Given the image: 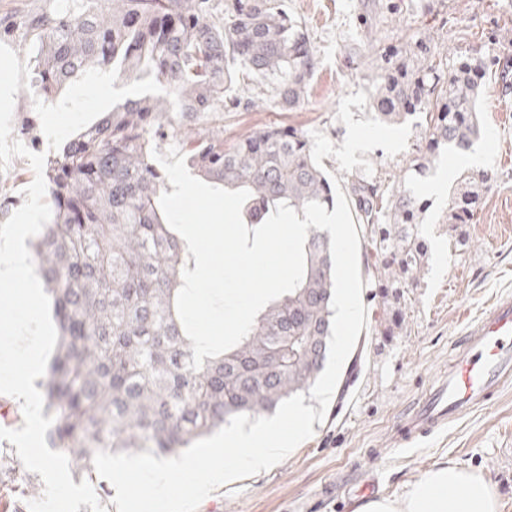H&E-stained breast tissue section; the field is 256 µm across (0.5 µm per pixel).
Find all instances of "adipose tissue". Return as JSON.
I'll list each match as a JSON object with an SVG mask.
<instances>
[{
	"mask_svg": "<svg viewBox=\"0 0 512 512\" xmlns=\"http://www.w3.org/2000/svg\"><path fill=\"white\" fill-rule=\"evenodd\" d=\"M354 512H497V500L481 476L445 463L415 482L401 499L360 502Z\"/></svg>",
	"mask_w": 512,
	"mask_h": 512,
	"instance_id": "adipose-tissue-1",
	"label": "adipose tissue"
}]
</instances>
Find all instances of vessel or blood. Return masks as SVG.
<instances>
[{"mask_svg":"<svg viewBox=\"0 0 512 512\" xmlns=\"http://www.w3.org/2000/svg\"><path fill=\"white\" fill-rule=\"evenodd\" d=\"M512 385V296H499L455 341L448 367L394 427L403 446L434 434L464 413L486 408Z\"/></svg>","mask_w":512,"mask_h":512,"instance_id":"vessel-or-blood-1","label":"vessel or blood"}]
</instances>
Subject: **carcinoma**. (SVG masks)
<instances>
[{"instance_id": "1", "label": "carcinoma", "mask_w": 512, "mask_h": 512, "mask_svg": "<svg viewBox=\"0 0 512 512\" xmlns=\"http://www.w3.org/2000/svg\"><path fill=\"white\" fill-rule=\"evenodd\" d=\"M362 22L382 122L429 115L425 150L407 161L390 195L374 181L350 185L356 220L371 231L368 285L391 309L383 330L391 336L404 322L403 289L420 280L428 254L420 227L429 203L414 180L481 139L478 79L488 64L469 54L450 61L421 33L386 44L376 25ZM27 25L36 32L31 90L40 106L71 78L99 69L154 80L167 92L112 109L44 171L52 216L34 260L54 298L60 343L42 384V413L54 417L52 445L69 454L75 476H93L99 450L166 457L235 414H270L308 393L325 369L335 314L328 231L309 228L300 285L267 304L240 343L192 370L175 298L195 259L164 218L159 199L172 186L152 156L174 139L199 180L249 190L242 219L251 229L280 202L301 215L312 200L333 210L324 164L298 129L270 127L224 144L235 61L247 83L275 85L281 108L305 105L317 60L302 23L281 0H65ZM488 180L485 171L457 179L447 216L454 228L479 208Z\"/></svg>"}]
</instances>
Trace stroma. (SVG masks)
<instances>
[{
    "label": "stroma",
    "instance_id": "35a3bbf8",
    "mask_svg": "<svg viewBox=\"0 0 512 512\" xmlns=\"http://www.w3.org/2000/svg\"><path fill=\"white\" fill-rule=\"evenodd\" d=\"M56 0H0V43L19 61L32 62L34 48L21 24ZM376 0H284L309 32L318 58L309 97L296 112L281 110L271 87L253 89L254 106L224 114V139L290 125L301 130L324 161L329 176L347 185L359 176L392 191L406 160L423 143L419 118L382 124L372 104L373 87L350 58L364 50L368 34L361 18ZM430 34L437 50L512 56V0H402L393 19L381 20L377 35L388 41L403 33ZM94 83L95 97L85 86ZM150 81H125L96 71L67 82L57 99L36 106L26 89L15 96L14 140L30 151L52 155L67 139L95 123L137 92H157ZM480 111L485 132L473 150L450 167L414 185L430 207L421 226L429 259L418 284L405 290L404 324L383 335L387 309L375 289L362 291L367 325L352 350L354 371L327 409L314 434L273 468L224 485L205 498L198 512H351L362 478L373 497L396 500L436 465L452 461L481 475L496 495L497 512H512V390L487 409L452 422L420 444L394 445L398 416L448 365V351L466 326L500 294H512V84L496 73L484 80ZM485 170L488 188L471 223L456 240L445 222L461 173ZM34 179L27 159L13 157L0 171V224L26 199ZM39 474L29 472L8 441H0V501L24 512L42 496Z\"/></svg>",
    "mask_w": 512,
    "mask_h": 512
}]
</instances>
